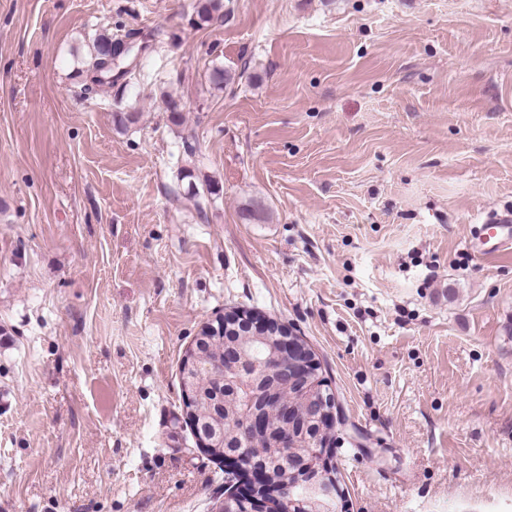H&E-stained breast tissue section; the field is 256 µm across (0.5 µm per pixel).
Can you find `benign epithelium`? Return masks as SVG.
Listing matches in <instances>:
<instances>
[{"label": "benign epithelium", "instance_id": "obj_1", "mask_svg": "<svg viewBox=\"0 0 512 512\" xmlns=\"http://www.w3.org/2000/svg\"><path fill=\"white\" fill-rule=\"evenodd\" d=\"M262 345L260 356L251 349ZM182 391L202 448L224 461L220 512H329L339 497L328 461L333 393L313 351L288 327L231 311L200 329L182 366ZM256 458L245 464L235 447ZM289 456L275 476L269 460Z\"/></svg>", "mask_w": 512, "mask_h": 512}]
</instances>
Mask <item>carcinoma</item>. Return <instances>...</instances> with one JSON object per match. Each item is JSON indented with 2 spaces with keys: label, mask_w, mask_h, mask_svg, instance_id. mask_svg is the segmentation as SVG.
Here are the masks:
<instances>
[{
  "label": "carcinoma",
  "mask_w": 512,
  "mask_h": 512,
  "mask_svg": "<svg viewBox=\"0 0 512 512\" xmlns=\"http://www.w3.org/2000/svg\"><path fill=\"white\" fill-rule=\"evenodd\" d=\"M223 0H198L194 14L189 19V25L199 27L223 16ZM139 32L131 30L123 39H114L112 34L104 31L98 34L92 44V50L82 61L81 69L77 73L84 76V91L87 94L98 96L106 89L120 85L125 87L132 81L139 79L140 69L136 58L138 52L147 48H158L164 44L168 33L162 29H155L148 36L144 44H139ZM165 111L173 125L183 124V107L180 101L170 95L163 96ZM136 113L121 107V101L115 102L113 111L114 126L118 130L126 128L135 122Z\"/></svg>",
  "instance_id": "carcinoma-1"
}]
</instances>
